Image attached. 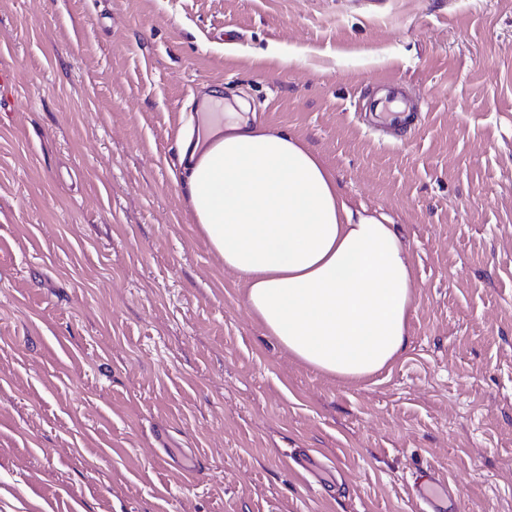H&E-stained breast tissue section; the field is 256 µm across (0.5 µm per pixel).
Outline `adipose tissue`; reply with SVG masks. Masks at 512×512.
<instances>
[{
	"label": "adipose tissue",
	"instance_id": "ef3b65f1",
	"mask_svg": "<svg viewBox=\"0 0 512 512\" xmlns=\"http://www.w3.org/2000/svg\"><path fill=\"white\" fill-rule=\"evenodd\" d=\"M188 208L245 288L246 304L294 359L344 381L404 351L414 306L407 250L384 217L353 211L320 158L248 110L187 139Z\"/></svg>",
	"mask_w": 512,
	"mask_h": 512
}]
</instances>
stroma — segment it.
Wrapping results in <instances>:
<instances>
[{
	"mask_svg": "<svg viewBox=\"0 0 512 512\" xmlns=\"http://www.w3.org/2000/svg\"><path fill=\"white\" fill-rule=\"evenodd\" d=\"M1 61L0 512H417L431 469L512 512V0H0ZM388 74L413 134L356 110ZM210 93L394 224L375 376L289 356L194 224Z\"/></svg>",
	"mask_w": 512,
	"mask_h": 512,
	"instance_id": "obj_1",
	"label": "stroma"
}]
</instances>
